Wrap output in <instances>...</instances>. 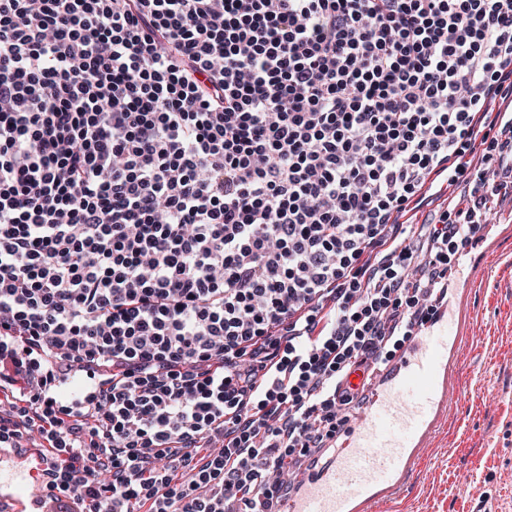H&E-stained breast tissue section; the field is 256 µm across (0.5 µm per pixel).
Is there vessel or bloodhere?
Returning a JSON list of instances; mask_svg holds the SVG:
<instances>
[{"instance_id": "vessel-or-blood-1", "label": "vessel or blood", "mask_w": 512, "mask_h": 512, "mask_svg": "<svg viewBox=\"0 0 512 512\" xmlns=\"http://www.w3.org/2000/svg\"><path fill=\"white\" fill-rule=\"evenodd\" d=\"M448 329L444 322L418 329L390 374L351 370L344 386L371 385L372 401L326 459L296 476L280 512H356L375 503L378 488L397 487L405 459L419 452L420 436L447 396ZM35 498L0 481V512H30Z\"/></svg>"}]
</instances>
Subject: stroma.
Listing matches in <instances>:
<instances>
[{
    "mask_svg": "<svg viewBox=\"0 0 512 512\" xmlns=\"http://www.w3.org/2000/svg\"><path fill=\"white\" fill-rule=\"evenodd\" d=\"M456 347L451 397L424 452L376 512H512V197L495 198L477 241L449 250Z\"/></svg>",
    "mask_w": 512,
    "mask_h": 512,
    "instance_id": "stroma-1",
    "label": "stroma"
}]
</instances>
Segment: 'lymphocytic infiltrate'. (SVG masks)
Masks as SVG:
<instances>
[{
	"instance_id": "1",
	"label": "lymphocytic infiltrate",
	"mask_w": 512,
	"mask_h": 512,
	"mask_svg": "<svg viewBox=\"0 0 512 512\" xmlns=\"http://www.w3.org/2000/svg\"><path fill=\"white\" fill-rule=\"evenodd\" d=\"M509 192L512 0H0V447L56 512H275Z\"/></svg>"
}]
</instances>
